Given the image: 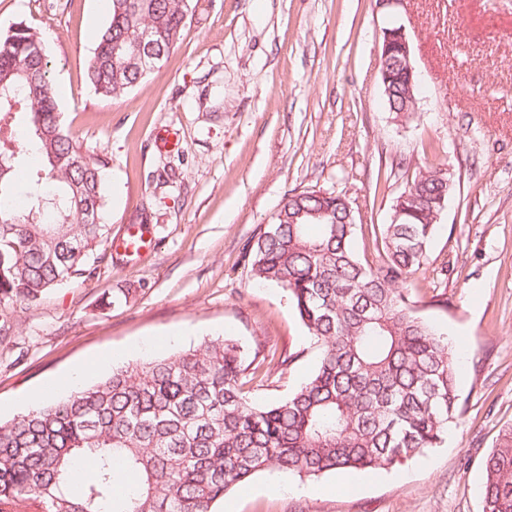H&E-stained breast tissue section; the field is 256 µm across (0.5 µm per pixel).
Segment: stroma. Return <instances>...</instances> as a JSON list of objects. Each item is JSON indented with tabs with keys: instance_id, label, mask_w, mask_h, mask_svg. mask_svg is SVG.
I'll list each match as a JSON object with an SVG mask.
<instances>
[{
	"instance_id": "stroma-1",
	"label": "stroma",
	"mask_w": 512,
	"mask_h": 512,
	"mask_svg": "<svg viewBox=\"0 0 512 512\" xmlns=\"http://www.w3.org/2000/svg\"><path fill=\"white\" fill-rule=\"evenodd\" d=\"M107 18L105 0H0V31L39 33L65 126L109 162L110 228L93 278L0 303V420L66 396L75 368L91 383L224 335L283 358L247 390L285 399L319 350L287 293L251 280L245 244L286 194L337 190L355 251L377 260L370 227L404 186H385L391 167L438 163L452 190L414 295L449 335L464 413L440 447L351 472L355 491L334 473L261 472L219 512H482V461L512 425V0H191L162 67L112 100L86 77ZM394 21L419 73L409 120L378 67ZM138 224L149 247L131 257L114 243Z\"/></svg>"
}]
</instances>
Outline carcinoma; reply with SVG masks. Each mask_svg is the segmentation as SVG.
I'll return each instance as SVG.
<instances>
[{
  "mask_svg": "<svg viewBox=\"0 0 512 512\" xmlns=\"http://www.w3.org/2000/svg\"><path fill=\"white\" fill-rule=\"evenodd\" d=\"M87 79L117 98L168 55L189 0H108ZM389 109L412 115L418 85L393 78ZM22 208L17 175L27 158ZM108 161L63 127L41 37L18 23L0 32V301L37 304L83 282L107 242ZM438 166L406 178L371 262L353 249L357 219L342 192L289 193L247 244L251 278L275 284L321 352L287 399L252 402L245 386L265 360L235 339L112 369L70 395L0 421V512H216L259 472L318 477L393 466L438 447L461 413L446 334L410 289L448 202ZM96 210L98 223H85ZM91 477L74 493L75 472ZM482 512H512V427L482 462Z\"/></svg>",
  "mask_w": 512,
  "mask_h": 512,
  "instance_id": "carcinoma-1",
  "label": "carcinoma"
}]
</instances>
